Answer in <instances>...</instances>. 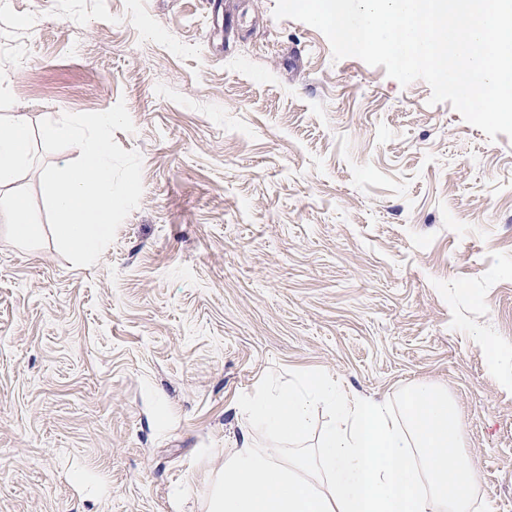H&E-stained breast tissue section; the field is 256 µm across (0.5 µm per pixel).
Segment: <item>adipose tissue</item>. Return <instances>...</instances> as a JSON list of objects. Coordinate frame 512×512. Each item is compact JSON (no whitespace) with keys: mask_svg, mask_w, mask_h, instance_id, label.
Masks as SVG:
<instances>
[{"mask_svg":"<svg viewBox=\"0 0 512 512\" xmlns=\"http://www.w3.org/2000/svg\"><path fill=\"white\" fill-rule=\"evenodd\" d=\"M31 150L26 117L0 120V223L18 243L32 241L36 226L26 199L8 189ZM321 409L328 420L317 448H298ZM238 410L248 430L226 454L208 512H472L473 465L459 450L458 409L430 383L414 384L398 407L312 374L268 382ZM257 433L270 444L255 445ZM283 440L292 449L280 448Z\"/></svg>","mask_w":512,"mask_h":512,"instance_id":"ef3b65f1","label":"adipose tissue"}]
</instances>
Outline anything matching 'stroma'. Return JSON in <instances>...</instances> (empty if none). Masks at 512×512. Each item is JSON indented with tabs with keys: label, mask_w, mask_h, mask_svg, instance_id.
<instances>
[{
	"label": "stroma",
	"mask_w": 512,
	"mask_h": 512,
	"mask_svg": "<svg viewBox=\"0 0 512 512\" xmlns=\"http://www.w3.org/2000/svg\"><path fill=\"white\" fill-rule=\"evenodd\" d=\"M0 0V119L124 102L143 194L97 263L58 251L35 140L0 223V512H206L239 401L338 378L446 389L477 512H512V138L333 59L276 0ZM18 16L26 26L15 25Z\"/></svg>",
	"instance_id": "35a3bbf8"
}]
</instances>
